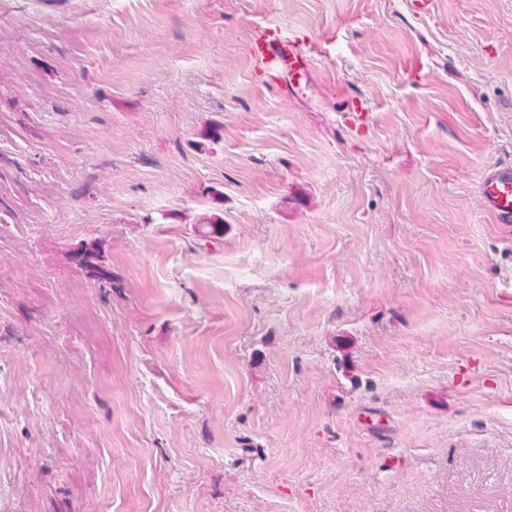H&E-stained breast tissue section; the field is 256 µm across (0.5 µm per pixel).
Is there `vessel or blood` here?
I'll use <instances>...</instances> for the list:
<instances>
[{"label":"vessel or blood","instance_id":"obj_1","mask_svg":"<svg viewBox=\"0 0 512 512\" xmlns=\"http://www.w3.org/2000/svg\"><path fill=\"white\" fill-rule=\"evenodd\" d=\"M321 46L314 41L287 37L270 28L257 29L250 41V55L269 71L292 76L311 72ZM346 121L358 129L370 128L374 121L367 101L348 99ZM485 208L497 223L512 224V162H495L483 172L477 186Z\"/></svg>","mask_w":512,"mask_h":512}]
</instances>
